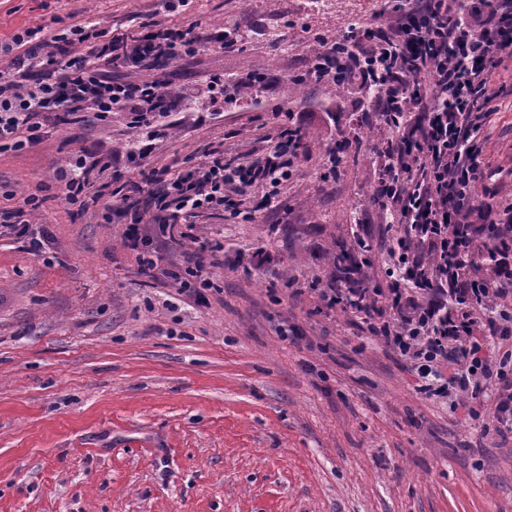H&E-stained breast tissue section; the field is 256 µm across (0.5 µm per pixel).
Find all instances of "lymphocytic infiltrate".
Instances as JSON below:
<instances>
[{"label":"lymphocytic infiltrate","mask_w":512,"mask_h":512,"mask_svg":"<svg viewBox=\"0 0 512 512\" xmlns=\"http://www.w3.org/2000/svg\"><path fill=\"white\" fill-rule=\"evenodd\" d=\"M387 2V22L356 27L342 57L324 45L313 73L330 82L342 67L349 77L377 82L375 108L393 122L381 149L377 195L400 227L385 247L393 262L389 299L397 316L378 335L409 362L424 393L467 398L472 420L481 417L477 401L495 392L492 422L502 436L512 433V207L478 203L476 190L489 175L483 143L497 99L491 83L512 62V0H479L474 10L461 0ZM235 44L220 30L177 29L153 18L133 38L102 36L89 19L64 31L53 18L22 28L0 43V57L9 60L0 72V151L40 142L45 114H78L98 124L125 111L139 130L127 157L136 163L154 149L157 116L174 108L182 94L156 78L116 80L112 68L152 70L163 59ZM298 158V136L285 129L264 160L232 165L213 153L188 170H153L114 188L111 208L131 215L127 246L150 273L159 267L144 251L141 226L151 222L153 211L193 217L237 213L254 191L274 198ZM54 183L63 203L84 206L86 157L75 155L59 165ZM39 204L30 194L0 209V230L28 237L34 252L47 239L30 230V214ZM476 211L482 224L469 221ZM479 236L489 242L486 252L473 247ZM209 253L208 245H200L185 268L159 270L182 294L204 301L212 287ZM481 263L486 275L472 277L470 268Z\"/></svg>","instance_id":"1"}]
</instances>
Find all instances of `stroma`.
Masks as SVG:
<instances>
[{"label": "stroma", "instance_id": "35a3bbf8", "mask_svg": "<svg viewBox=\"0 0 512 512\" xmlns=\"http://www.w3.org/2000/svg\"><path fill=\"white\" fill-rule=\"evenodd\" d=\"M384 2L186 0L164 14L239 38L159 64L185 97L142 167L215 150L239 162L280 130L300 138L298 171L272 201L256 194L239 215L191 219L176 242L144 226L164 267L184 264L196 241L223 245L206 302L141 273L125 245L130 219L105 214L108 196L69 209L49 189L72 155L129 151L130 113L73 120L0 153V206L45 184L30 220L48 235L37 254L0 236V512H512V434H482L450 400L420 392L372 333L395 316L385 297L367 321L322 300L328 288L387 287L380 243L398 227L376 196L389 131L361 82L341 93L308 78L312 39L379 20ZM158 12L159 0H0V41L51 17L135 35ZM256 69L270 85L239 91ZM297 75L302 91L288 96ZM492 86L503 91L484 131L493 176L478 193L507 205L512 65ZM335 149L343 160L330 173Z\"/></svg>", "mask_w": 512, "mask_h": 512}]
</instances>
